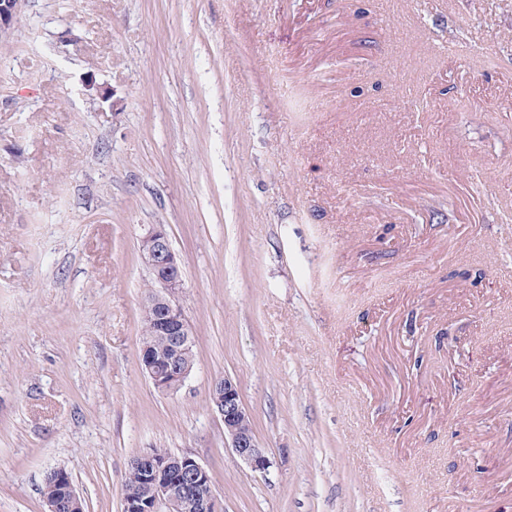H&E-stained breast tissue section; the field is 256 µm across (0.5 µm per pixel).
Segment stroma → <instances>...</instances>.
<instances>
[{
	"label": "stroma",
	"instance_id": "35a3bbf8",
	"mask_svg": "<svg viewBox=\"0 0 512 512\" xmlns=\"http://www.w3.org/2000/svg\"><path fill=\"white\" fill-rule=\"evenodd\" d=\"M512 0H24L0 36V512H512ZM164 225L194 369L139 362ZM237 383L272 466L229 448ZM209 402L224 425V438L235 455L252 471L267 473L272 462L251 425L237 384L229 377L214 379L208 389ZM172 454L167 448H147L136 455L138 461L135 456L129 460L121 485L122 498L128 499L123 511L224 512L207 469L188 454ZM144 482L146 496L129 499L143 495ZM57 470L60 472L61 477H62V482H64V484H65L64 494H63V497L60 498L57 502H47V510L46 511L47 512H74V511H72V509H74L76 507H80V511H81L82 510L81 506L85 511V501L80 506L81 501H82V496L77 491V489L73 483V480L70 478L67 471H65L64 469H57ZM64 509H69V510L66 511Z\"/></svg>",
	"mask_w": 512,
	"mask_h": 512
}]
</instances>
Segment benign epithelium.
Listing matches in <instances>:
<instances>
[{"label": "benign epithelium", "instance_id": "obj_1", "mask_svg": "<svg viewBox=\"0 0 512 512\" xmlns=\"http://www.w3.org/2000/svg\"><path fill=\"white\" fill-rule=\"evenodd\" d=\"M22 3L0 0V36L12 28ZM139 252L152 279L142 309L149 313L155 328L171 338L166 356L141 351L139 364L157 392L171 394L185 384L194 367L189 357L193 330L179 302L184 288L182 264L162 224L154 225L141 237ZM208 397L235 455L251 470L267 473L272 462L254 433L237 384L226 376L216 378L209 386ZM137 459L147 494L124 501L123 512H224L209 472L194 457L180 454L160 459L147 448L137 454ZM60 474L65 484L63 497L47 503V512H66L81 504L82 496L67 471L62 469Z\"/></svg>", "mask_w": 512, "mask_h": 512}]
</instances>
